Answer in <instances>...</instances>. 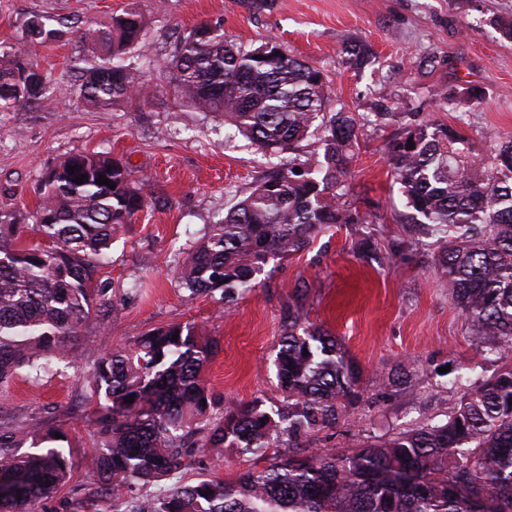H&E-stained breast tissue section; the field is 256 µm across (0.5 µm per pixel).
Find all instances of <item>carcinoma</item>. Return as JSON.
<instances>
[{
    "label": "carcinoma",
    "instance_id": "carcinoma-1",
    "mask_svg": "<svg viewBox=\"0 0 512 512\" xmlns=\"http://www.w3.org/2000/svg\"><path fill=\"white\" fill-rule=\"evenodd\" d=\"M144 32L141 13L129 10L85 33L106 56L81 75L79 96L88 106L152 100L139 69L126 63ZM61 36L34 18L20 43L0 50L1 112L50 91L49 77L26 56L28 46ZM169 74L185 106L224 117L266 155L291 154L311 128L321 131L303 162L290 158L259 180L184 252L174 274L189 295L217 294L228 306L269 258L303 250L336 224L367 223L344 201L358 119L330 110L321 70L271 39L244 50L224 40L221 25L199 23L180 38ZM415 117L402 113L399 132L385 144L407 223L432 236L448 228L436 243L452 299L508 363L474 382L445 423L338 455L310 448L316 433L345 420L360 400L352 366L327 330L299 317L288 324L274 360L280 408L253 400L217 420L202 376L214 341L190 324L153 330L103 352L85 375L106 410L103 441L88 457L98 488L117 496L133 483L153 485L188 469L199 452L222 456L228 448L266 466L231 479L178 482L163 496L135 499L128 512H512V138H493L489 154L479 155L456 128ZM71 166L78 170L69 173ZM82 174L84 183H75ZM101 176L115 188L97 184ZM149 194L147 180L122 159L82 152L45 173L35 224L20 211H0L1 388L20 369L38 374L55 359L75 357L89 339L85 326L105 296L96 274ZM30 231L39 243H27ZM130 395L133 402H125ZM55 434L26 425L0 434V512H32L69 481L72 463L50 446ZM31 436L49 445L16 454Z\"/></svg>",
    "mask_w": 512,
    "mask_h": 512
}]
</instances>
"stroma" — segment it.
I'll list each match as a JSON object with an SVG mask.
<instances>
[{
  "label": "stroma",
  "instance_id": "obj_1",
  "mask_svg": "<svg viewBox=\"0 0 512 512\" xmlns=\"http://www.w3.org/2000/svg\"><path fill=\"white\" fill-rule=\"evenodd\" d=\"M130 8L146 21L133 53L153 98L141 107L90 108L77 88L82 67L101 54L81 35ZM35 17L63 32L29 55L58 90L0 112V210L33 214L43 174L78 151L112 152L153 189L148 206L112 243L111 263L99 274L108 303L93 312L79 361L55 360L37 378L20 372L0 391V426L57 428L74 462L70 481L37 501L35 512H126L128 500L142 494L138 485L117 497L97 493L84 454L101 442L98 404L84 376L103 350L132 345L157 328L191 323L217 341L203 377L219 413L255 399L268 410L281 406L274 358L292 317L329 330L360 372L353 414L316 442L338 451L445 423L470 384L499 368L498 354L453 303L433 237L404 224L384 148L398 131L397 112L457 128L482 152L491 136L512 137V40L498 26L512 20V0H0V45L19 42ZM202 22L221 24L225 40L245 49L274 39L321 69L333 109L366 113L379 101L388 113L360 128L350 165L348 200L366 223L336 225L288 259H269L256 288L229 310L206 295L189 297L174 268L276 161L219 115L183 107L167 64L179 33ZM354 44L373 55L364 69L345 62L344 50ZM473 87L481 101L469 98ZM442 90L452 103L439 98ZM401 364L406 381L383 386ZM253 463L230 449L220 459L196 458L179 479L233 476Z\"/></svg>",
  "mask_w": 512,
  "mask_h": 512
}]
</instances>
